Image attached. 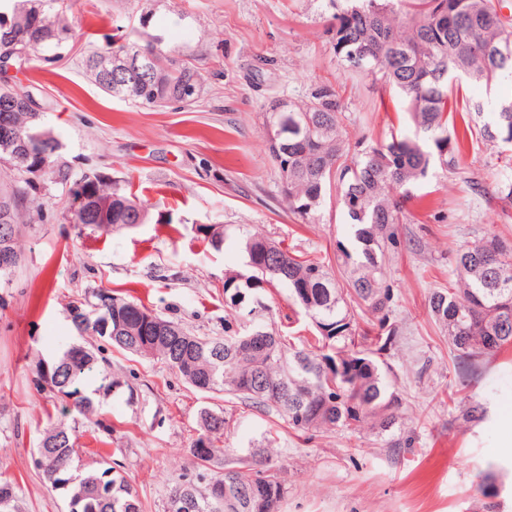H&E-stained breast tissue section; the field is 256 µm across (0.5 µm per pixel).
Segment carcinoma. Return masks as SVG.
<instances>
[{
    "instance_id": "1",
    "label": "carcinoma",
    "mask_w": 512,
    "mask_h": 512,
    "mask_svg": "<svg viewBox=\"0 0 512 512\" xmlns=\"http://www.w3.org/2000/svg\"><path fill=\"white\" fill-rule=\"evenodd\" d=\"M335 12L327 28L329 43L347 69L372 78L402 100L415 132L393 133L376 142H350L345 104L330 84L319 85L292 103L288 116L299 128L297 138L273 136L279 113L263 112L268 153L278 171L281 194L289 210L308 223L319 219L327 196L336 192L349 245L339 244L346 288L317 261H300L288 249L259 235L243 240L245 271L225 275L224 293L240 305L276 285L313 320L318 352L285 347L282 337L260 326L240 331L224 323V335L195 340L204 350L195 354L181 339L191 333L167 318L155 315L163 332L141 349L137 322L151 309L124 299L119 308L105 303L102 291L81 302L84 314L72 320L77 334L101 336L99 318L112 319V336L105 342L133 355L159 357L181 377L191 368L208 382V391L225 392L249 405L273 409L291 428L301 432L340 427H368L379 433L400 424L402 399L387 380L389 369L380 361L397 336L391 323L392 289L382 269L387 247L396 243V225L406 221L405 206L413 189L425 183L439 167L462 177L488 204L512 202V169L498 171L488 192L467 176L465 146H512V99L485 115L484 103L468 100L460 106L450 100L454 83L466 80L490 87L512 78V18L502 13L500 0H330ZM68 0H5L0 7V55L20 53L55 64L68 54L76 33L68 18ZM150 12L141 11L139 26L108 41L82 59V66L104 93L145 108L178 104L190 106L197 98L184 95L186 86L203 88L205 75L185 58L180 47L167 41L155 44L145 31ZM153 57L155 80L141 88L123 86L109 77L119 60L138 52ZM18 136L31 134L30 113L14 112ZM61 144L51 138L31 157L28 166H10L14 181L0 189V212L10 226L1 235L17 236L20 219L38 199L45 179L69 197L63 219L69 224L98 228L90 216L93 201L76 204L71 186L79 176L60 159ZM92 192L112 199L114 227L136 223L148 213L128 186L110 179L97 180ZM485 235L462 245L455 254L454 280L430 293L431 317L448 337L457 365L474 372L479 364L506 346H512V252L489 256ZM367 306L376 335L357 332L351 302ZM252 341L240 349V339ZM104 349L71 346L47 363V387L69 404L72 422L52 424L42 435L36 464L54 475L55 486L67 497L79 494V512H125L126 501L143 512L127 479L107 461L88 471L74 470L77 416L94 409L96 397L117 394L119 379L105 368ZM225 419L208 409L200 413L201 433L191 454L204 471L183 474L176 484L190 488L194 512H252L249 497L266 494L267 512H278L284 486L278 474L246 467L209 474L205 468L224 454L217 445Z\"/></svg>"
}]
</instances>
